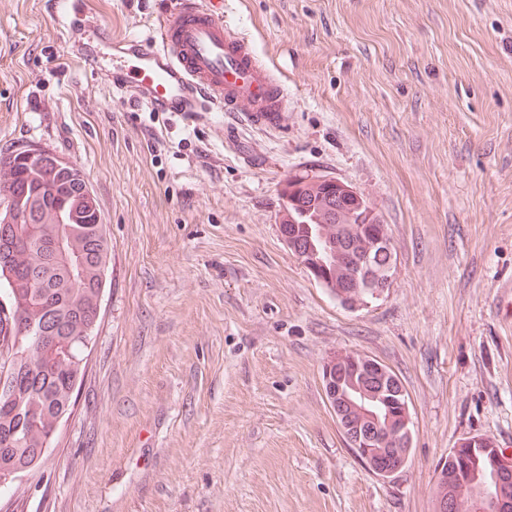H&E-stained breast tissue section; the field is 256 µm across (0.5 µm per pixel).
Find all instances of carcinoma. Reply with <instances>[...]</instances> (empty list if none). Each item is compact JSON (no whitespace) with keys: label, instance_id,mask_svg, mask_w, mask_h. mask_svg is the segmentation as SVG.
<instances>
[{"label":"carcinoma","instance_id":"carcinoma-1","mask_svg":"<svg viewBox=\"0 0 512 512\" xmlns=\"http://www.w3.org/2000/svg\"><path fill=\"white\" fill-rule=\"evenodd\" d=\"M0 167L8 182L0 187L6 202L0 213V231L18 241L19 256L10 277L0 269V291L13 308L0 312V370L14 376L9 394L0 393V468L34 464L52 420L61 407L75 404L70 394L77 369L71 356L79 355L84 342H94L99 326L96 299L111 261V248L99 207L82 192L85 179L70 163L52 153L37 151L28 160L13 152L0 154ZM22 214L17 224H3L10 206ZM296 236H305L307 224L319 223L316 212L303 213L292 205ZM65 239L71 252L83 254L84 277L70 278L67 261L49 252L47 244ZM57 323L53 335L63 349L48 350L38 339L45 317Z\"/></svg>","mask_w":512,"mask_h":512}]
</instances>
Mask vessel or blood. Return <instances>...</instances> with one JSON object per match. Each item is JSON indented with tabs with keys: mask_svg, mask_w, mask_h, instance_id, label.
Masks as SVG:
<instances>
[{
	"mask_svg": "<svg viewBox=\"0 0 512 512\" xmlns=\"http://www.w3.org/2000/svg\"><path fill=\"white\" fill-rule=\"evenodd\" d=\"M223 0H170L158 26L119 36L93 16L86 0H66L64 24L88 37L79 57L107 71L113 91L149 112L184 115L211 108L251 128L278 129L288 107L281 77L254 43L224 24Z\"/></svg>",
	"mask_w": 512,
	"mask_h": 512,
	"instance_id": "1",
	"label": "vessel or blood"
}]
</instances>
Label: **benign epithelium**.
Returning a JSON list of instances; mask_svg holds the SVG:
<instances>
[{
  "label": "benign epithelium",
  "instance_id": "obj_1",
  "mask_svg": "<svg viewBox=\"0 0 512 512\" xmlns=\"http://www.w3.org/2000/svg\"><path fill=\"white\" fill-rule=\"evenodd\" d=\"M308 179L332 185L336 195L320 205L321 224H334L350 232L361 254L360 266L354 267L344 256L343 237L331 240L327 252L301 245L295 233L280 225V234L288 248L301 260L314 280L342 305L357 308L365 298L380 295L389 287L393 271L394 246L387 227L378 222L366 231L353 223L355 214L365 207L362 194L352 185L329 175H309ZM300 177H291L282 184L280 193L286 202L305 208L298 194ZM16 243L0 237V266L9 270L13 265ZM385 255L387 263L376 268L374 255ZM336 261V278H331L328 264ZM326 400L336 417L344 438L364 466L372 474L388 478L406 465L412 447L411 415L406 389L382 362L365 354L338 352L328 356L322 366ZM477 453L492 462L489 483L462 485L459 471L467 459ZM27 473L25 468L7 467L0 470V486H12ZM434 512H512V456L496 448L491 438L478 436L460 440L449 449L448 457L435 470Z\"/></svg>",
  "mask_w": 512,
  "mask_h": 512
}]
</instances>
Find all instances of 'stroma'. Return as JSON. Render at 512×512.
<instances>
[{
	"label": "stroma",
	"instance_id": "35a3bbf8",
	"mask_svg": "<svg viewBox=\"0 0 512 512\" xmlns=\"http://www.w3.org/2000/svg\"><path fill=\"white\" fill-rule=\"evenodd\" d=\"M165 0H95L113 32ZM287 77L283 126L133 111L86 74L52 0H0V153L76 166L112 249L88 371L0 512H433L463 437L512 454V0H224ZM323 173L386 224L390 287L343 307L282 241L280 187ZM386 364L414 423L388 479L322 385Z\"/></svg>",
	"mask_w": 512,
	"mask_h": 512
}]
</instances>
